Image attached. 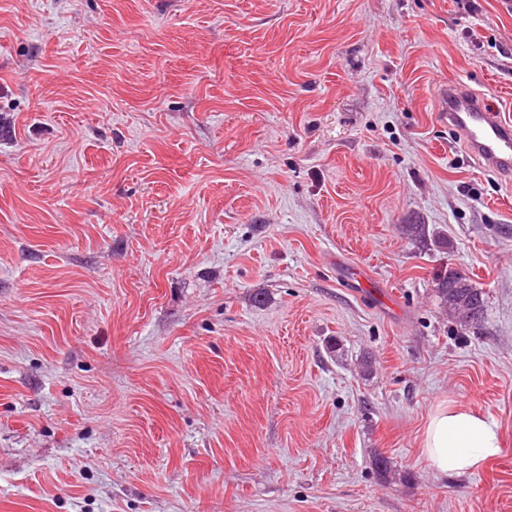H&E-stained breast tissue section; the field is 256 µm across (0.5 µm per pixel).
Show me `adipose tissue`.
Wrapping results in <instances>:
<instances>
[{
	"mask_svg": "<svg viewBox=\"0 0 512 512\" xmlns=\"http://www.w3.org/2000/svg\"><path fill=\"white\" fill-rule=\"evenodd\" d=\"M501 451L497 424L472 409L438 403L422 435V453L439 476L474 472Z\"/></svg>",
	"mask_w": 512,
	"mask_h": 512,
	"instance_id": "ef3b65f1",
	"label": "adipose tissue"
}]
</instances>
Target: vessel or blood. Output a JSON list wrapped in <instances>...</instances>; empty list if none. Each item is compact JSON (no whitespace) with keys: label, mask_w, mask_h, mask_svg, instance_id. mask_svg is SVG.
<instances>
[{"label":"vessel or blood","mask_w":512,"mask_h":512,"mask_svg":"<svg viewBox=\"0 0 512 512\" xmlns=\"http://www.w3.org/2000/svg\"><path fill=\"white\" fill-rule=\"evenodd\" d=\"M436 111L484 170L512 173V117L504 115L493 100L461 84L444 85L437 93Z\"/></svg>","instance_id":"vessel-or-blood-1"}]
</instances>
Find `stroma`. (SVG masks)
Here are the masks:
<instances>
[{
    "instance_id": "stroma-1",
    "label": "stroma",
    "mask_w": 512,
    "mask_h": 512,
    "mask_svg": "<svg viewBox=\"0 0 512 512\" xmlns=\"http://www.w3.org/2000/svg\"><path fill=\"white\" fill-rule=\"evenodd\" d=\"M446 83L512 116V0H0V512H512V176ZM442 401L500 455L435 476ZM436 111L484 170L512 173V119L493 100L471 93L462 84L443 85L437 93ZM449 272H451V270H448V272L447 271L444 272V274L439 275L435 279V288H434L435 297L437 298V300H439V304L441 305V307L446 309L447 311H449V313L452 316L450 314H448V316L451 317L452 319H454L456 321V323L460 326L461 329L464 328V330H465L466 328H470V327L478 325V323L481 322V320L483 318V314H484V311L486 308V303H487L486 293L481 288H475L476 290H480V295H479L480 298L475 295V297H474L475 302L472 303V306H474V305L478 306L479 315L476 319L471 317L470 321L461 320L458 316H456V314L454 313V311L451 308H448V293L450 292V290H452V289L454 290V288H458L457 286H452V287L448 288V273Z\"/></svg>"
}]
</instances>
